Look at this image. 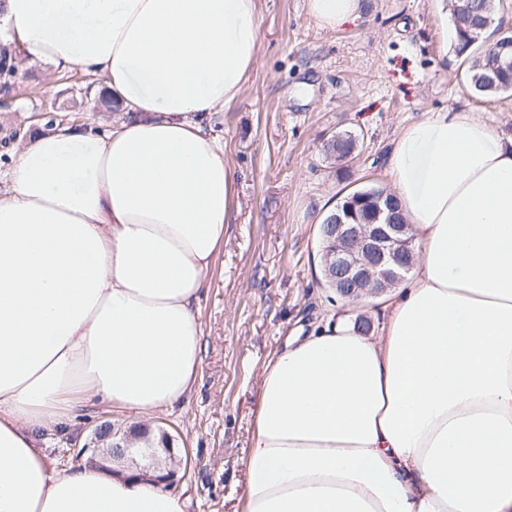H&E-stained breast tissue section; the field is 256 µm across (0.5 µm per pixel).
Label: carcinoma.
<instances>
[{
    "label": "carcinoma",
    "instance_id": "obj_1",
    "mask_svg": "<svg viewBox=\"0 0 512 512\" xmlns=\"http://www.w3.org/2000/svg\"><path fill=\"white\" fill-rule=\"evenodd\" d=\"M451 18L456 32L454 51L457 56L463 58L466 65L465 79L473 90L483 96H491L504 92H512V70L508 69L501 73L497 83H486L482 77L486 75L495 63V57L490 50L479 49V44L494 23L493 0H450ZM355 143L352 136H347L342 141L330 142L326 151L334 156L336 160L346 158L350 154L351 147ZM381 195H389L382 187H366L357 190L346 196L338 207L329 211L326 218H331L338 212V209L345 208L348 200L359 198L363 205L358 211L366 212L364 203Z\"/></svg>",
    "mask_w": 512,
    "mask_h": 512
}]
</instances>
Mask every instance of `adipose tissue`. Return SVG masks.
Wrapping results in <instances>:
<instances>
[{"label":"adipose tissue","mask_w":512,"mask_h":512,"mask_svg":"<svg viewBox=\"0 0 512 512\" xmlns=\"http://www.w3.org/2000/svg\"><path fill=\"white\" fill-rule=\"evenodd\" d=\"M260 0H0L12 48L99 76L126 116L57 124L0 195V512H186L130 472L50 469L71 401L148 417L185 400L200 295L237 205L207 130L258 64ZM336 30L361 0H308ZM414 269L377 335L354 303L264 368L243 512H512V138L466 109L387 161Z\"/></svg>","instance_id":"1"}]
</instances>
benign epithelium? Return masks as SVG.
<instances>
[{"label": "benign epithelium", "mask_w": 512, "mask_h": 512, "mask_svg": "<svg viewBox=\"0 0 512 512\" xmlns=\"http://www.w3.org/2000/svg\"><path fill=\"white\" fill-rule=\"evenodd\" d=\"M395 203L379 198L367 208L366 216L345 213L322 225V238L330 247L326 267L328 278L338 284L343 297L362 299L377 296L400 282L402 270L412 269V237L409 225L398 223ZM84 449L91 451L89 463L107 471L110 464L134 465L142 481L177 486V472L157 470L159 449L147 433L137 440L121 434L110 423L99 424L91 432Z\"/></svg>", "instance_id": "1"}]
</instances>
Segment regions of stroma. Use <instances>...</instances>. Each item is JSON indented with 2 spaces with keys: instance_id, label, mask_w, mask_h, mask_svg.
Here are the masks:
<instances>
[{
  "instance_id": "obj_1",
  "label": "stroma",
  "mask_w": 512,
  "mask_h": 512,
  "mask_svg": "<svg viewBox=\"0 0 512 512\" xmlns=\"http://www.w3.org/2000/svg\"><path fill=\"white\" fill-rule=\"evenodd\" d=\"M446 28L436 0H363L360 16L333 32L315 24L307 0H262L261 63L240 98L211 118L237 173L239 210L201 298V366L190 398L149 420L188 461L171 490L187 512H242L265 363L341 302L321 278L320 224L347 194L388 187L397 132L427 112L467 108L512 137V93L472 91ZM95 83L90 73L27 59L0 76V171L31 134L54 124L119 121L120 112L87 96ZM339 133L354 135L357 148L336 162L326 145ZM133 419L86 401L72 431L43 429L38 445L50 468H72L96 424L122 429Z\"/></svg>"
}]
</instances>
